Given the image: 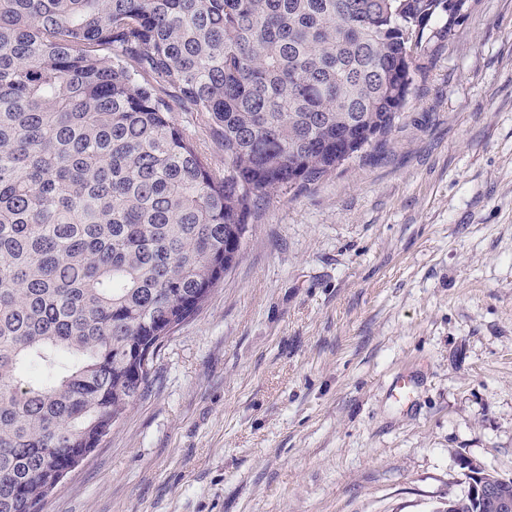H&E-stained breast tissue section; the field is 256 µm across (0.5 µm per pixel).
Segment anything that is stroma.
Returning <instances> with one entry per match:
<instances>
[{
  "label": "stroma",
  "mask_w": 512,
  "mask_h": 512,
  "mask_svg": "<svg viewBox=\"0 0 512 512\" xmlns=\"http://www.w3.org/2000/svg\"><path fill=\"white\" fill-rule=\"evenodd\" d=\"M423 64L386 141L260 200L42 512H434L461 459L512 477V0Z\"/></svg>",
  "instance_id": "obj_1"
}]
</instances>
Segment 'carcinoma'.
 Listing matches in <instances>:
<instances>
[{
	"label": "carcinoma",
	"mask_w": 512,
	"mask_h": 512,
	"mask_svg": "<svg viewBox=\"0 0 512 512\" xmlns=\"http://www.w3.org/2000/svg\"><path fill=\"white\" fill-rule=\"evenodd\" d=\"M457 23L448 0H0V512H40L236 263L258 200L387 137ZM176 121L190 137L200 139L202 151L208 163L216 170L224 171V153L209 139L202 135L195 118L185 112L174 113Z\"/></svg>",
	"instance_id": "cac0c4a2"
}]
</instances>
